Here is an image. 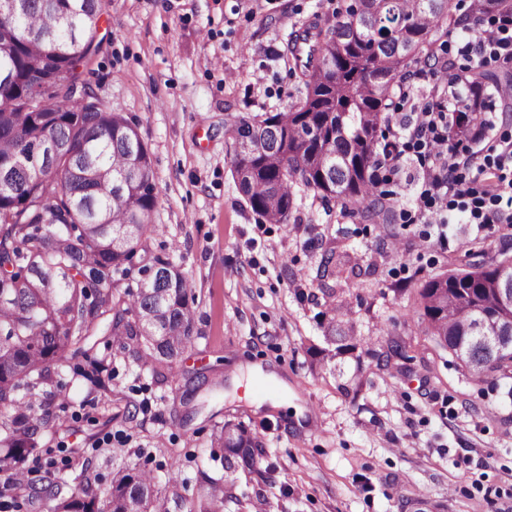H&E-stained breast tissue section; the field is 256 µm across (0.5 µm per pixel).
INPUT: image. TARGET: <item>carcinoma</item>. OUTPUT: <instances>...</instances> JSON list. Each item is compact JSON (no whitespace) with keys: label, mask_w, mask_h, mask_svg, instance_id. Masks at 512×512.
Returning a JSON list of instances; mask_svg holds the SVG:
<instances>
[{"label":"carcinoma","mask_w":512,"mask_h":512,"mask_svg":"<svg viewBox=\"0 0 512 512\" xmlns=\"http://www.w3.org/2000/svg\"><path fill=\"white\" fill-rule=\"evenodd\" d=\"M365 0L336 18L305 22L288 35L286 54L305 96L285 112L238 115L230 122L233 174L253 211L285 224L301 185L325 201L351 206L367 224H390L393 212L375 175L391 143L383 125L395 87L427 71L462 83L467 95L451 136L478 122L488 89L512 73L482 62L459 69L444 37L461 28L452 0ZM108 0H21L11 19L18 37L0 47V499L21 507L28 488L48 512H167L151 472L127 464L98 489L66 481L47 468L34 485L24 462L42 454L40 438L55 419L58 388L51 368L90 360V340H109L152 368L171 369L194 341L195 293L170 258L150 255L146 237L158 202L147 146L136 124L107 112L84 78L98 50L87 14ZM46 141L54 151L42 149ZM249 144L254 152L244 153ZM45 178L34 181L28 166ZM341 259L325 248L321 278ZM425 336L463 361L480 381L512 376V353L483 336L512 337V257L426 281L420 291ZM325 339L335 353L354 339L351 310L330 305ZM211 447L225 474L252 470L265 454L242 421L214 429ZM189 512H224V477L201 472Z\"/></svg>","instance_id":"1"}]
</instances>
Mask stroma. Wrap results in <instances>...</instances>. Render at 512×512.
I'll return each mask as SVG.
<instances>
[{"label": "stroma", "mask_w": 512, "mask_h": 512, "mask_svg": "<svg viewBox=\"0 0 512 512\" xmlns=\"http://www.w3.org/2000/svg\"><path fill=\"white\" fill-rule=\"evenodd\" d=\"M349 0H109L92 89L138 123L158 204L151 252L170 256L194 287V344L164 375L97 345L109 392L66 370L65 399L41 435L30 477L54 462L69 485L100 489L113 465L151 470L169 512H187L199 471L216 475L210 433L249 425L266 454L234 475L224 512H512V378H469L418 323L417 293L461 268L512 255V224L468 229L452 214L410 223L417 167L383 185L395 222L363 224L349 209L299 191L287 223L253 212L232 174L226 122L282 111L301 84L284 57L289 33ZM359 264L327 298L317 275L325 242ZM353 311L352 348L319 361L329 302ZM407 359L380 366L391 342ZM262 364L266 377L245 367Z\"/></svg>", "instance_id": "35a3bbf8"}]
</instances>
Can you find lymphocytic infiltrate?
Instances as JSON below:
<instances>
[{
    "instance_id": "f902f5d3",
    "label": "lymphocytic infiltrate",
    "mask_w": 512,
    "mask_h": 512,
    "mask_svg": "<svg viewBox=\"0 0 512 512\" xmlns=\"http://www.w3.org/2000/svg\"><path fill=\"white\" fill-rule=\"evenodd\" d=\"M485 0H472L474 23L462 47L464 55L482 60L512 58V15L485 22ZM454 114L426 103L407 124L394 133L392 168L418 164V211L427 223L444 224L448 213L467 212L470 223L512 224V138L489 141L486 152L458 148L451 140Z\"/></svg>"
}]
</instances>
